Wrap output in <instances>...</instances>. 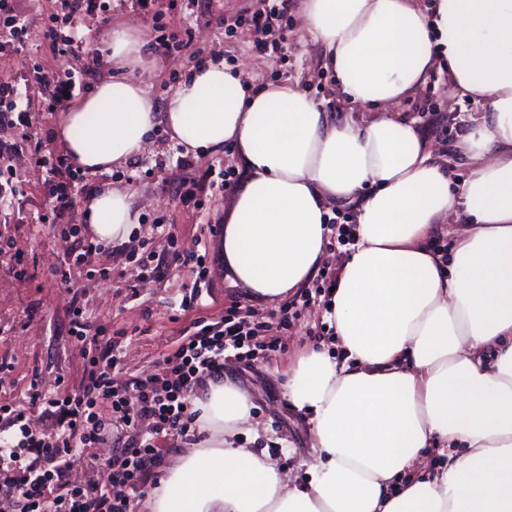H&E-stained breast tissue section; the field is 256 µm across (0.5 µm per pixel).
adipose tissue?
<instances>
[{"instance_id":"adipose-tissue-1","label":"adipose tissue","mask_w":512,"mask_h":512,"mask_svg":"<svg viewBox=\"0 0 512 512\" xmlns=\"http://www.w3.org/2000/svg\"><path fill=\"white\" fill-rule=\"evenodd\" d=\"M299 18L362 120L291 83L251 89L221 62L158 110L128 28L109 42L124 76L60 118L66 158L92 173L126 165L159 122L186 151L233 147L242 185L217 248L252 299L312 279L331 207L355 213L328 304L334 334L288 366L284 395L317 450L306 479L235 446L252 402L218 381L195 403L209 438L169 469L146 512H512V0H434L428 12L416 0H300ZM444 66L481 108L459 144L470 174L456 188L400 112ZM133 205L128 191L96 189L90 234L126 242ZM460 220L442 257L429 241Z\"/></svg>"}]
</instances>
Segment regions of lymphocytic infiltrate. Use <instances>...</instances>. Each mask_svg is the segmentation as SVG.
<instances>
[{"instance_id":"lymphocytic-infiltrate-1","label":"lymphocytic infiltrate","mask_w":512,"mask_h":512,"mask_svg":"<svg viewBox=\"0 0 512 512\" xmlns=\"http://www.w3.org/2000/svg\"><path fill=\"white\" fill-rule=\"evenodd\" d=\"M259 331V325L231 318L218 327L200 325L166 356L173 376L159 385L135 378L115 386L112 372L119 360L114 351L92 356V369L79 394L53 399L30 395L31 404L55 416L62 433L54 440L37 434L26 409L1 404L0 420L16 437L0 444V459L6 462L0 471V494L21 492L26 512H134L131 497L113 495L112 485L137 487L145 471L158 462L155 438L187 434L198 417L191 403L196 388L220 375L225 350L249 347ZM104 402L110 403L113 418L100 414ZM144 417L153 420L151 437L132 440L122 459L111 464L107 484L71 486L76 464L96 466L91 449L112 424L134 430Z\"/></svg>"}]
</instances>
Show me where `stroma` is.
Returning <instances> with one entry per match:
<instances>
[{
    "label": "stroma",
    "mask_w": 512,
    "mask_h": 512,
    "mask_svg": "<svg viewBox=\"0 0 512 512\" xmlns=\"http://www.w3.org/2000/svg\"><path fill=\"white\" fill-rule=\"evenodd\" d=\"M256 0H100L98 7L81 12L75 28H61L73 37L78 51L70 62L80 73L76 100L92 95L98 84L113 73L107 43L114 29L135 26L149 61L140 78L157 107H164L178 84L196 68L200 59L217 57L225 63L248 61V81L253 88L270 82L291 81L300 90L325 100L329 111L354 120L362 114L351 109L335 91L334 75L325 70L308 40L299 30L298 0H287L288 29L277 48L257 52L264 33L249 21ZM27 31L15 38L0 24V74L14 78L32 110L26 124L16 118L0 120V146L9 147L5 160L12 172L16 195L0 199V243H10L16 254L0 263V397L20 406L29 403V388L37 386L43 397H55L61 388L80 389L91 369L93 348L116 340L121 358L114 372L115 385L132 377L165 378L164 358L190 334L194 322L220 326L229 311L250 313L267 324L265 336L251 357L224 353L225 377L246 391L253 403L256 432L241 431L237 445L275 459L285 473L305 479L304 464L313 450L304 413L284 396V371L311 344L329 339L333 330L325 318L329 286L337 279L349 253L342 233L355 222L350 208H336L330 222L326 257L306 288L297 289L274 303L248 299L244 290L224 274L216 242L221 235L224 208L240 187L241 174L232 150L186 153L175 143L165 125H157L143 153L110 173L75 177L74 201L60 218L50 219L54 183L34 157L35 146L61 154L56 127L66 104L51 105V92L38 73L57 71L63 62L47 32L59 12L58 0H13ZM177 34L180 48L165 51L160 34ZM456 100L448 110L444 98ZM478 110L460 99L447 74L433 76L402 105L404 116L414 119L431 139L434 152L448 163L453 186L469 174L458 143ZM230 189H222V181ZM103 182L135 191V224L127 242L104 248L74 264L78 238L88 237L85 190ZM193 188L190 204L179 198ZM208 275L202 300L190 303L198 267ZM69 268L70 280L58 271ZM300 311L288 328L276 317L283 305ZM80 309L96 344L77 338L72 331V311ZM203 432L171 436L158 441L160 461L134 490L136 512L156 484L161 483L172 461L186 447L202 441Z\"/></svg>",
    "instance_id": "stroma-1"
}]
</instances>
